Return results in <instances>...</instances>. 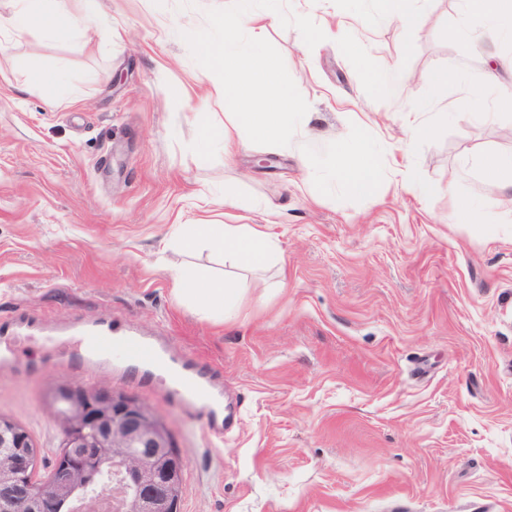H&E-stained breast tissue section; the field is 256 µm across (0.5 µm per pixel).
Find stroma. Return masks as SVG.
<instances>
[{"label":"stroma","mask_w":512,"mask_h":512,"mask_svg":"<svg viewBox=\"0 0 512 512\" xmlns=\"http://www.w3.org/2000/svg\"><path fill=\"white\" fill-rule=\"evenodd\" d=\"M230 2L96 0L91 24L111 34L0 47V322L37 324L0 365V416L53 460L48 394L85 381L73 332L112 321L168 337L224 383L233 424L218 448L166 375L147 390L94 377L170 427L187 463L180 512H512V209L475 167L512 155V112L484 117L465 87L512 40L462 55L446 32L464 0H421L419 27L371 21L312 48L273 22L266 38L309 111L290 145H257L223 102L181 93L219 83L181 31ZM291 4L322 28L364 7ZM394 65L408 80L387 99L375 76ZM459 66L466 82L424 80ZM32 67L63 74L56 107L27 83ZM214 118L232 155L201 135ZM361 121L384 153L373 192H322L311 169ZM420 121L431 138L411 139ZM405 167L427 194L402 185ZM452 191L471 222L449 223ZM224 195L231 206H214ZM176 224H252L275 252L256 268L187 252ZM174 267L231 283L235 306L219 316L177 296Z\"/></svg>","instance_id":"obj_1"}]
</instances>
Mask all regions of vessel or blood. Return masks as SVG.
<instances>
[{"instance_id": "1", "label": "vessel or blood", "mask_w": 512, "mask_h": 512, "mask_svg": "<svg viewBox=\"0 0 512 512\" xmlns=\"http://www.w3.org/2000/svg\"><path fill=\"white\" fill-rule=\"evenodd\" d=\"M78 332L83 338V361L87 366L113 362L133 372L145 387L152 383L155 369L167 368L177 386V401L199 410L209 434L223 441L224 418L217 401L220 386L194 364L179 358L167 337L145 336L110 323L85 325Z\"/></svg>"}]
</instances>
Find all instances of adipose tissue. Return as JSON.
Here are the masks:
<instances>
[{"mask_svg": "<svg viewBox=\"0 0 512 512\" xmlns=\"http://www.w3.org/2000/svg\"><path fill=\"white\" fill-rule=\"evenodd\" d=\"M20 8L7 19L4 29L17 39L33 31L51 35L79 28L90 16L93 0H20ZM448 36L462 52H469L476 42L512 39V0H469ZM336 162L329 181L340 182L350 194L362 196L372 190V171L382 151L367 138L355 142H336ZM214 233V242L224 252L245 265H260L272 250L271 240L262 232L243 224H178L177 242L186 249L195 248L206 233ZM175 292L183 297L203 300L208 310L224 312L234 291L225 281L203 278L185 270L172 273Z\"/></svg>", "mask_w": 512, "mask_h": 512, "instance_id": "obj_1", "label": "adipose tissue"}]
</instances>
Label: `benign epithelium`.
I'll list each match as a JSON object with an SVG mask.
<instances>
[{
	"label": "benign epithelium",
	"mask_w": 512,
	"mask_h": 512,
	"mask_svg": "<svg viewBox=\"0 0 512 512\" xmlns=\"http://www.w3.org/2000/svg\"><path fill=\"white\" fill-rule=\"evenodd\" d=\"M64 463L55 479L13 498L11 512H61L106 471L117 479L113 512H177L174 486L186 461L176 455L172 432L142 399L72 382L60 384ZM26 441L24 431L0 421V447ZM35 462L33 455L0 453V487ZM107 488L78 501L77 512H103Z\"/></svg>",
	"instance_id": "1"
}]
</instances>
